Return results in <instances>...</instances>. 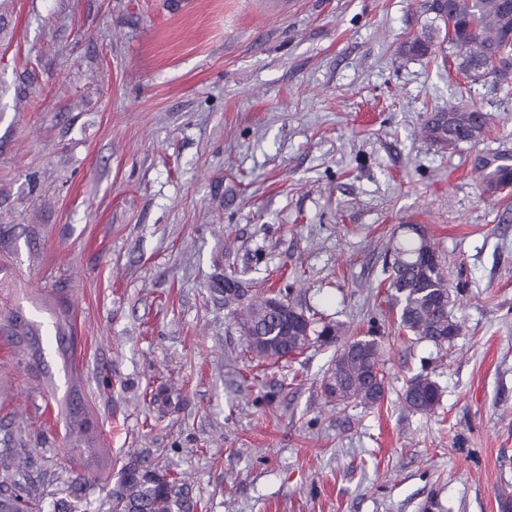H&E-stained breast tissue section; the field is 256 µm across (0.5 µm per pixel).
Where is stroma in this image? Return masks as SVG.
<instances>
[{
    "label": "stroma",
    "mask_w": 512,
    "mask_h": 512,
    "mask_svg": "<svg viewBox=\"0 0 512 512\" xmlns=\"http://www.w3.org/2000/svg\"><path fill=\"white\" fill-rule=\"evenodd\" d=\"M425 0H0V315L47 316L63 289L112 467L134 452L187 475L197 512H512V92L401 57ZM480 106L453 151L428 111ZM436 242L466 333L401 337L383 256L403 225ZM289 291L360 336L378 328L388 391L332 407L334 350L247 360L215 291ZM428 371L437 412L409 410ZM0 374V448L30 418L38 467L71 465L50 402Z\"/></svg>",
    "instance_id": "1"
}]
</instances>
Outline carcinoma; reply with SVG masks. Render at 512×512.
<instances>
[{
  "mask_svg": "<svg viewBox=\"0 0 512 512\" xmlns=\"http://www.w3.org/2000/svg\"><path fill=\"white\" fill-rule=\"evenodd\" d=\"M459 49V68L478 83L488 78L512 84V0H447L433 12L429 30L403 40L397 49L401 57L428 58L448 63V47ZM488 114L475 105L450 106L428 112L421 136L441 150L472 143L471 131L485 129ZM512 182V165L498 164L491 172L489 189ZM433 255L423 258L416 237L405 235L387 251L385 263L388 288L399 306V328L418 342L439 350L454 345L464 333V323L456 318L451 286L438 248L429 243ZM224 291V305L238 325L246 351L259 361H281L299 355L312 344L335 348L329 369L321 379L322 391L338 406L359 402L378 404L386 393L383 372L384 349L375 336H346L339 325L321 324L317 312L306 313L291 298L250 293L233 273L218 281ZM53 331L43 330L34 320L7 316L0 328L10 336L18 365L36 387L58 390L65 380L59 400L65 429L66 450L76 469L68 480L66 496L54 502V512H86L84 503L94 489L90 472L108 466V450L99 446L98 429L82 392L83 378L74 351L75 316L70 302L46 299ZM439 385L420 373L403 391L412 410L433 413L440 405ZM30 464L25 449L0 450V512H43L44 492L24 468ZM107 512H196L198 503L183 480L172 476L141 456L129 460L118 481L107 492Z\"/></svg>",
  "mask_w": 512,
  "mask_h": 512,
  "instance_id": "cac0c4a2",
  "label": "carcinoma"
}]
</instances>
